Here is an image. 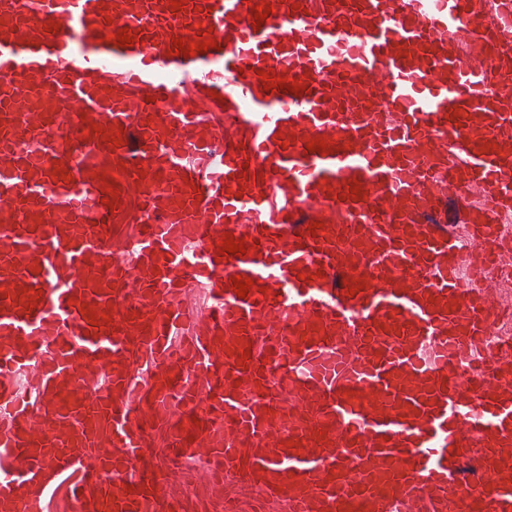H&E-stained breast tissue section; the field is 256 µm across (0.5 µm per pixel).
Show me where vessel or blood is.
I'll return each mask as SVG.
<instances>
[{"mask_svg":"<svg viewBox=\"0 0 512 512\" xmlns=\"http://www.w3.org/2000/svg\"><path fill=\"white\" fill-rule=\"evenodd\" d=\"M180 2L0 0V512H512V0Z\"/></svg>","mask_w":512,"mask_h":512,"instance_id":"vessel-or-blood-1","label":"vessel or blood"}]
</instances>
